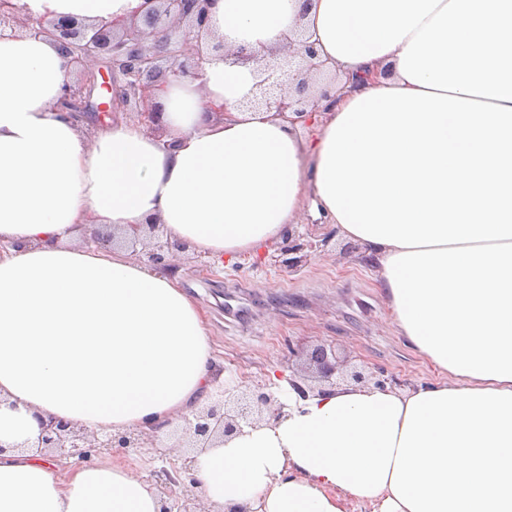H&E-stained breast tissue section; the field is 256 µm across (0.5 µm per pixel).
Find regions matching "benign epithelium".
Returning <instances> with one entry per match:
<instances>
[{
  "instance_id": "benign-epithelium-1",
  "label": "benign epithelium",
  "mask_w": 512,
  "mask_h": 512,
  "mask_svg": "<svg viewBox=\"0 0 512 512\" xmlns=\"http://www.w3.org/2000/svg\"><path fill=\"white\" fill-rule=\"evenodd\" d=\"M217 0H142L140 7L127 18L85 23L75 18L20 16L12 11L10 0H0V39L17 37L23 33L45 34L75 64L79 77L71 79L64 88L62 107L73 119L103 112L112 114L115 102H120L124 114L144 125L154 137L163 138L162 112L150 107L153 97L165 85L186 78L201 76L203 63L212 53L224 56L231 63H246L256 55L246 47L230 50L224 43L212 38L210 21ZM288 59L300 60L298 68L265 65L266 86L260 94L249 100L252 107L275 110L276 115L288 118L308 116L307 107L322 100H335L333 88H320L316 95L307 97L309 81L325 74L329 61L321 59L315 44L303 37L288 39ZM122 77L120 98L93 105L89 89L98 79L108 81L113 89L116 76ZM160 224H141L124 243L143 246L141 258L156 270H166L174 258L191 249L188 242L172 236L163 240L144 241V233H154ZM115 234H105L94 228L85 243L106 250L115 244ZM330 242L329 237L316 239L298 230L286 232L282 245L275 249L274 262L288 270H295L303 263L322 255ZM316 378L331 387L344 376V361L320 346L308 358ZM284 404L272 392L255 390L229 391L209 407L190 416L180 418L178 429L179 448L193 449V455L183 459L181 469L194 470L197 456L220 441L261 421L277 419ZM38 431L34 437L21 444L56 457L69 459L83 456L97 449L106 454L114 448H143L141 431L98 435L77 424L62 422L54 417H39ZM163 476L172 489L162 501L161 512H203L198 507L197 495L182 489L180 482L168 471Z\"/></svg>"
}]
</instances>
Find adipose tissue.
<instances>
[{
	"label": "adipose tissue",
	"instance_id": "obj_1",
	"mask_svg": "<svg viewBox=\"0 0 512 512\" xmlns=\"http://www.w3.org/2000/svg\"><path fill=\"white\" fill-rule=\"evenodd\" d=\"M139 4L11 0L94 21ZM299 24L360 84L291 124L245 105L261 63L212 58L156 95L168 150L122 117L86 138L56 44L0 39V512H159L129 470L21 443L39 414L147 431L214 391L203 313L175 277L82 245L89 225L156 222L219 263L306 209L363 246L440 378L289 396L199 456L207 512H512V0H219L212 29L264 53Z\"/></svg>",
	"mask_w": 512,
	"mask_h": 512
}]
</instances>
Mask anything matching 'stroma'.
Instances as JSON below:
<instances>
[{
  "mask_svg": "<svg viewBox=\"0 0 512 512\" xmlns=\"http://www.w3.org/2000/svg\"><path fill=\"white\" fill-rule=\"evenodd\" d=\"M314 231L332 239L324 256L297 272L262 261L207 270L189 256L177 261L173 276L206 315L216 374L240 388L267 386L276 377L314 391L319 384L303 366L324 345L395 391L434 381V367L388 327L363 249H349L332 225Z\"/></svg>",
  "mask_w": 512,
  "mask_h": 512,
  "instance_id": "obj_1",
  "label": "stroma"
}]
</instances>
